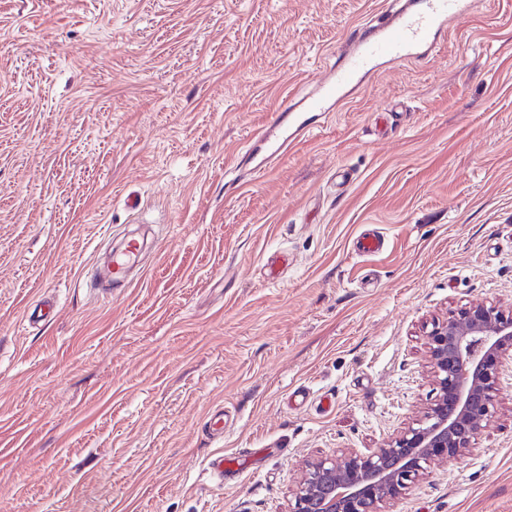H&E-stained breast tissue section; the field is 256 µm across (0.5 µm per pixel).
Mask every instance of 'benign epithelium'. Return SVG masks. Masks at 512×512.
<instances>
[{
  "mask_svg": "<svg viewBox=\"0 0 512 512\" xmlns=\"http://www.w3.org/2000/svg\"><path fill=\"white\" fill-rule=\"evenodd\" d=\"M429 325L426 361L435 398L367 453L306 461L289 512H385L429 459H460L476 444L496 411L500 374L512 366V303L465 305Z\"/></svg>",
  "mask_w": 512,
  "mask_h": 512,
  "instance_id": "1",
  "label": "benign epithelium"
}]
</instances>
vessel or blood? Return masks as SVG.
<instances>
[{
	"label": "vessel or blood",
	"instance_id": "1",
	"mask_svg": "<svg viewBox=\"0 0 512 512\" xmlns=\"http://www.w3.org/2000/svg\"><path fill=\"white\" fill-rule=\"evenodd\" d=\"M473 0H397V5L376 20L366 22L352 37L343 62L321 81L318 96L290 100L282 112L257 134L261 152L247 150L241 168L261 171L314 124L325 122L367 77L379 68L427 58L447 35L452 22L468 14ZM140 249L128 241L124 252L112 258V279L120 281Z\"/></svg>",
	"mask_w": 512,
	"mask_h": 512
}]
</instances>
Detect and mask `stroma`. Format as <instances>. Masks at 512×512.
I'll return each mask as SVG.
<instances>
[{
  "mask_svg": "<svg viewBox=\"0 0 512 512\" xmlns=\"http://www.w3.org/2000/svg\"><path fill=\"white\" fill-rule=\"evenodd\" d=\"M391 2L0 0V512H288L306 459L433 398L432 317L512 303V0L230 169ZM388 512H512V376ZM140 249L139 243L135 240L127 242V248L120 255H114L112 258V281H121L125 277L127 266L136 259Z\"/></svg>",
  "mask_w": 512,
  "mask_h": 512,
  "instance_id": "obj_1",
  "label": "stroma"
}]
</instances>
